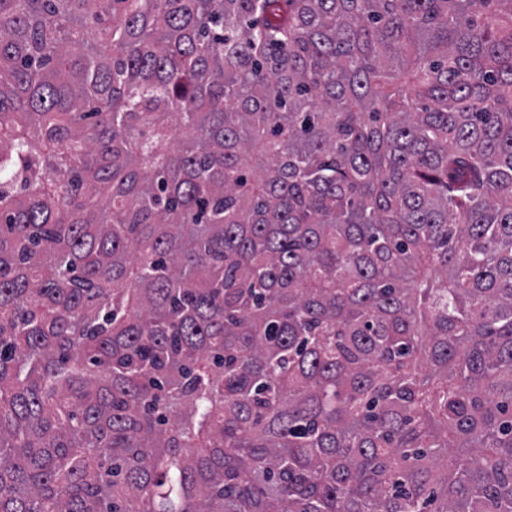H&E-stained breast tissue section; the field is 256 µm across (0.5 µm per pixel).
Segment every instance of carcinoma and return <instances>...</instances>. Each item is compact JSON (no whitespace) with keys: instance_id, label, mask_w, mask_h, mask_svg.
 Returning a JSON list of instances; mask_svg holds the SVG:
<instances>
[{"instance_id":"cac0c4a2","label":"carcinoma","mask_w":512,"mask_h":512,"mask_svg":"<svg viewBox=\"0 0 512 512\" xmlns=\"http://www.w3.org/2000/svg\"><path fill=\"white\" fill-rule=\"evenodd\" d=\"M0 512H512V0H0Z\"/></svg>"}]
</instances>
